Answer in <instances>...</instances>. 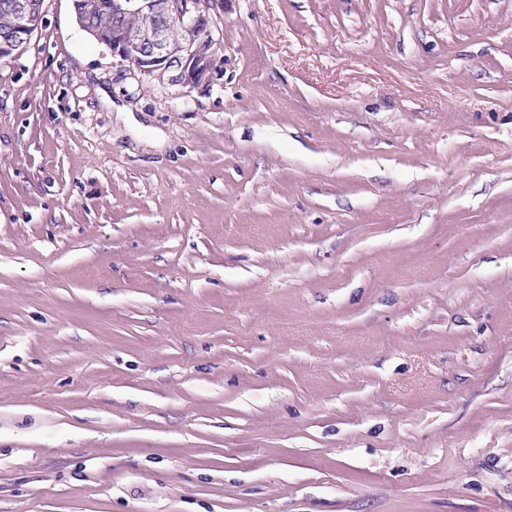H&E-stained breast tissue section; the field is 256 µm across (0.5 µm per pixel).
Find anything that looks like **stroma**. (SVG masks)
Instances as JSON below:
<instances>
[{
	"mask_svg": "<svg viewBox=\"0 0 512 512\" xmlns=\"http://www.w3.org/2000/svg\"><path fill=\"white\" fill-rule=\"evenodd\" d=\"M43 10L0 512H512V0H223L191 90Z\"/></svg>",
	"mask_w": 512,
	"mask_h": 512,
	"instance_id": "stroma-1",
	"label": "stroma"
}]
</instances>
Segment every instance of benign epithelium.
I'll return each instance as SVG.
<instances>
[{"instance_id":"obj_1","label":"benign epithelium","mask_w":512,"mask_h":512,"mask_svg":"<svg viewBox=\"0 0 512 512\" xmlns=\"http://www.w3.org/2000/svg\"><path fill=\"white\" fill-rule=\"evenodd\" d=\"M219 0H72L79 26L112 52L133 78L194 88L204 82L218 48L212 11ZM7 26L0 30V58L24 48L43 21V0H10L4 5ZM133 15L139 32L128 38L118 27L112 36L89 26L93 13ZM178 26L185 38L173 37Z\"/></svg>"}]
</instances>
